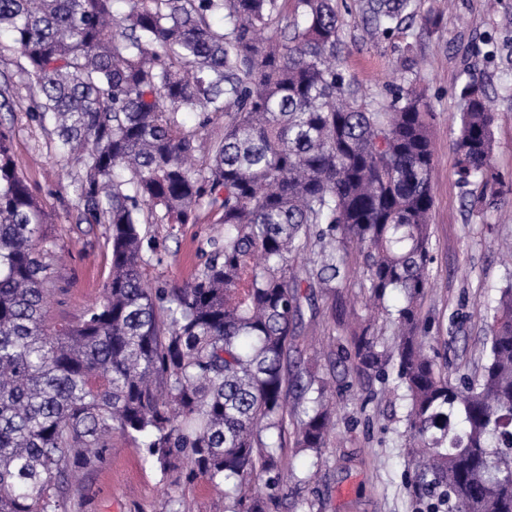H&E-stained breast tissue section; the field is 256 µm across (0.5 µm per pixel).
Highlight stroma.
I'll return each mask as SVG.
<instances>
[{
  "mask_svg": "<svg viewBox=\"0 0 512 512\" xmlns=\"http://www.w3.org/2000/svg\"><path fill=\"white\" fill-rule=\"evenodd\" d=\"M429 23L406 24L393 35L371 38L357 0H336L343 51L339 67L367 98L390 102L399 86L424 93L435 112L432 141V287L420 303L438 363L451 380L477 377L486 360L490 315L501 288L512 282V205L471 209L457 181L452 143L458 93L465 63L477 64L495 99L496 148L492 166L504 186L512 185V0H423ZM494 60H486L487 48ZM17 54H0V77L18 75ZM17 106L0 114L12 129L16 167L51 214L46 232L61 258L55 264L56 290L48 304L51 322L77 321L102 296L110 274L108 227L88 224L70 183L75 170L55 152L50 131L36 126L28 109L33 95L20 82ZM143 273L151 285L171 287L200 272L224 229L208 210L193 224L143 225ZM355 270L335 292L305 289L296 318L289 365L312 361L334 393L336 414L320 453L293 446L292 430L282 441L288 468L284 488L268 512H418L419 494L409 461L406 392L395 379L391 358L379 370H365L349 342L354 323H371L389 342L392 330L374 314L362 288L357 251ZM231 484L198 479L186 490L167 489L141 450L114 435L104 462L72 487L68 512H224Z\"/></svg>",
  "mask_w": 512,
  "mask_h": 512,
  "instance_id": "35a3bbf8",
  "label": "stroma"
}]
</instances>
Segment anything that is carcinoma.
Masks as SVG:
<instances>
[{"label":"carcinoma","mask_w":512,"mask_h":512,"mask_svg":"<svg viewBox=\"0 0 512 512\" xmlns=\"http://www.w3.org/2000/svg\"><path fill=\"white\" fill-rule=\"evenodd\" d=\"M0 0V51L37 89L33 119L77 167L88 224L108 225L111 271L74 324L46 318L49 215L17 171L0 126V512H66L76 474L120 433L169 485L233 484L227 512H268L282 490V432L319 451L326 382L288 370L301 284L335 289L360 247L363 287L388 313L390 355L410 401L423 512H512V285L493 307L480 377L448 381L426 353L434 205L430 103L413 86L385 105L339 68L335 0ZM368 33L389 36L418 0H359ZM220 16L224 25L211 19ZM453 141L473 204L508 191L491 170L495 114L482 75L459 90ZM225 117L207 138L187 131ZM204 153L195 170L189 160ZM207 206L224 245L181 287L143 281V224H188ZM310 258L302 273L293 263ZM354 357L378 363L369 328Z\"/></svg>","instance_id":"carcinoma-1"}]
</instances>
